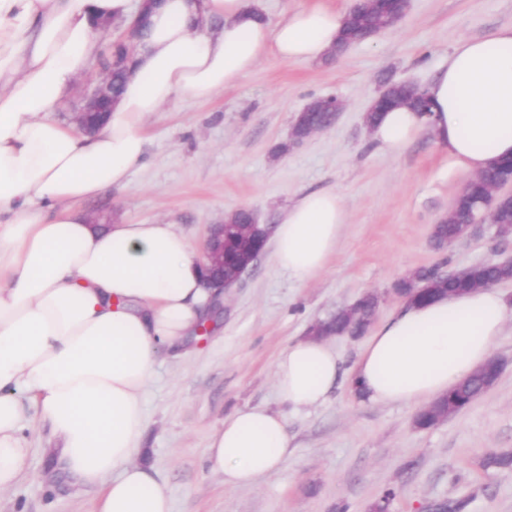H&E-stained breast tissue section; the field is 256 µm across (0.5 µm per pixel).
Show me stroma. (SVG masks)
Instances as JSON below:
<instances>
[{"label":"stroma","instance_id":"stroma-1","mask_svg":"<svg viewBox=\"0 0 512 512\" xmlns=\"http://www.w3.org/2000/svg\"><path fill=\"white\" fill-rule=\"evenodd\" d=\"M511 25L512 0H410L396 26L332 61L264 57L211 99L184 96L152 115L146 164L125 188L77 202L106 224H176L198 247L227 213L248 208L275 225L311 191L336 192L349 213L319 276L298 281L262 256L226 293L207 335L189 337L180 354H160L143 393L141 460L166 483L172 512H370L390 488V512H424L448 499L462 502L461 512H512V469L482 466L512 452V335L493 351L504 363L497 383L429 428L415 424L418 406L361 400L350 373L363 339L329 337L341 378L323 405L288 415L287 464L235 490L206 464L209 436L226 414L283 410L276 359L318 321L368 292L382 295L375 319L383 321L399 304L394 283L415 268L451 271L512 256V238L488 225L437 251L432 228L468 175L431 135L393 155L363 121L385 79L428 84L460 39ZM328 96L344 103L335 123L292 143L298 112ZM25 435L31 451L17 483L0 495V512H99L101 490L75 486L56 469L49 428L32 419Z\"/></svg>","mask_w":512,"mask_h":512}]
</instances>
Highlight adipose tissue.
I'll return each instance as SVG.
<instances>
[{"mask_svg": "<svg viewBox=\"0 0 512 512\" xmlns=\"http://www.w3.org/2000/svg\"><path fill=\"white\" fill-rule=\"evenodd\" d=\"M260 11L259 0H165L105 125L85 135L53 115L97 67L96 21L129 23L131 0H0V494L29 455L32 411L57 440L59 470L102 488L100 512H172L166 485L139 461L141 394L160 352L208 314L205 259L175 225L97 226L72 205L145 164L147 120L164 105L211 98L269 54L322 60L345 17L316 6L271 24ZM427 91L430 114L397 108L373 129L388 152L425 131L468 174L512 158V26L460 40ZM348 222L338 194H306L281 215L273 265L301 281L319 275ZM511 319L493 288L401 304L372 329L354 386L374 403L430 402L486 362ZM339 373L336 350L302 338L278 356L275 387L301 411L322 405ZM289 446L284 414L243 407L210 436L207 458L237 489L284 465Z\"/></svg>", "mask_w": 512, "mask_h": 512, "instance_id": "ef3b65f1", "label": "adipose tissue"}]
</instances>
